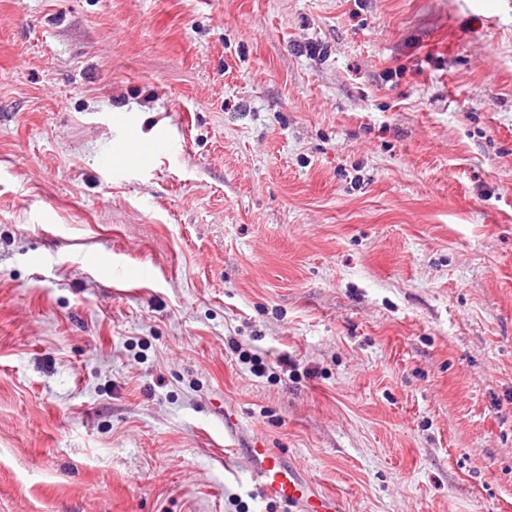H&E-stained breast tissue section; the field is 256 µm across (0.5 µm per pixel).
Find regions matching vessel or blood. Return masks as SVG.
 <instances>
[{
  "mask_svg": "<svg viewBox=\"0 0 512 512\" xmlns=\"http://www.w3.org/2000/svg\"><path fill=\"white\" fill-rule=\"evenodd\" d=\"M165 131H158L152 139H143L135 125H128L119 145L105 157V171H120L135 163H147L153 159L165 143ZM237 452L249 463L251 476L260 494L277 500L295 512H341V500L337 494L315 496L312 486L303 479L298 469L289 463L284 454L267 447L262 440L254 439Z\"/></svg>",
  "mask_w": 512,
  "mask_h": 512,
  "instance_id": "obj_1",
  "label": "vessel or blood"
}]
</instances>
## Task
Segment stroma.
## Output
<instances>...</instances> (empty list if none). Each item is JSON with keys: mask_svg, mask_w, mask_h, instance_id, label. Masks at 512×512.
<instances>
[{"mask_svg": "<svg viewBox=\"0 0 512 512\" xmlns=\"http://www.w3.org/2000/svg\"><path fill=\"white\" fill-rule=\"evenodd\" d=\"M256 437L512 512V0H0V512H286ZM166 139V132L159 130L152 139L144 140L137 126L130 124L126 127L119 145L113 151L111 148L103 160L102 167L107 173L112 174V171L123 170L137 162L139 165L147 163L156 156Z\"/></svg>", "mask_w": 512, "mask_h": 512, "instance_id": "stroma-1", "label": "stroma"}]
</instances>
